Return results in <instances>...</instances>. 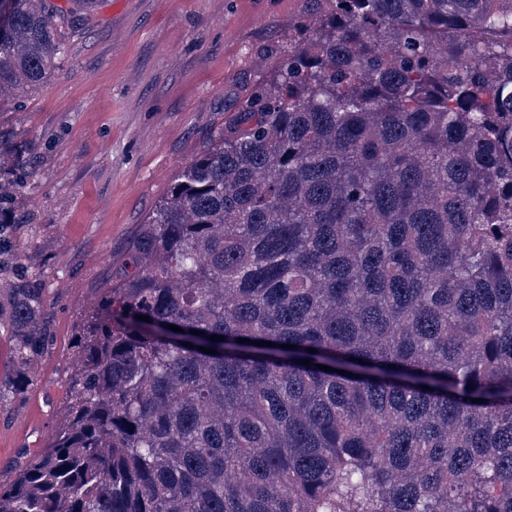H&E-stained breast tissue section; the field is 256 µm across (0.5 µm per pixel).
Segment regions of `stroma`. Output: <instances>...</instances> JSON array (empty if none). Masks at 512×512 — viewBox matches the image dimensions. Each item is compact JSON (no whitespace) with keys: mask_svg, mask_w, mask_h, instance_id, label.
Masks as SVG:
<instances>
[{"mask_svg":"<svg viewBox=\"0 0 512 512\" xmlns=\"http://www.w3.org/2000/svg\"><path fill=\"white\" fill-rule=\"evenodd\" d=\"M308 0H99L43 86L0 107L31 145L18 233L42 271L51 340L22 399L0 403V481L63 416L73 335L119 280L174 176L266 80Z\"/></svg>","mask_w":512,"mask_h":512,"instance_id":"stroma-1","label":"stroma"}]
</instances>
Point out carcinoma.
I'll use <instances>...</instances> for the list:
<instances>
[{
    "label": "carcinoma",
    "instance_id": "cac0c4a2",
    "mask_svg": "<svg viewBox=\"0 0 512 512\" xmlns=\"http://www.w3.org/2000/svg\"><path fill=\"white\" fill-rule=\"evenodd\" d=\"M321 1L80 315L0 512H512V0ZM94 2L0 0V102ZM28 166L1 127V401L50 341ZM9 328L4 318L0 319V382L4 384L13 374L12 349Z\"/></svg>",
    "mask_w": 512,
    "mask_h": 512
}]
</instances>
